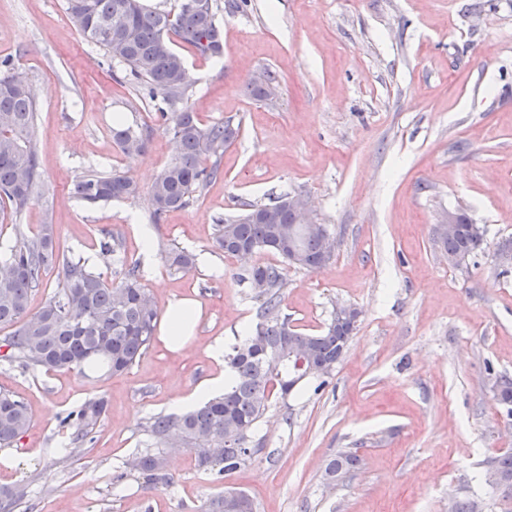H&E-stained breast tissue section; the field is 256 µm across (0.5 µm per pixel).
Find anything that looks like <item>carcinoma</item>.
I'll use <instances>...</instances> for the list:
<instances>
[{
	"instance_id": "cac0c4a2",
	"label": "carcinoma",
	"mask_w": 512,
	"mask_h": 512,
	"mask_svg": "<svg viewBox=\"0 0 512 512\" xmlns=\"http://www.w3.org/2000/svg\"><path fill=\"white\" fill-rule=\"evenodd\" d=\"M181 0L175 10L149 9L141 0H67L70 21L83 38L102 48L130 69L152 96H159L169 111L155 121L175 145L171 161L149 190L152 216L187 206L191 195L222 174L220 158L236 140L239 128L230 122L202 125L188 106L187 90L181 88L178 63L163 53L161 42L177 38L202 58L223 53V33L216 23L212 3L187 10ZM0 73V231L7 221L30 205L42 180L33 147L36 104L28 89L10 88L12 72ZM151 127L120 124L112 128V140L127 155L146 150ZM138 193L134 180L122 171L88 174L74 185V194L88 204L122 200ZM458 231L441 239L448 263L453 266L481 249L483 234L472 230L464 212L457 214ZM13 243L0 241V329L9 330L0 342L5 359L24 368L61 371L73 367L104 366L113 375L128 370L148 351L155 336L159 311L142 284L136 264L128 265L118 281L91 269L80 256L56 247L54 225L42 224L34 238H27L19 225H12ZM213 247L234 254L240 247L271 253L282 262L307 270L330 263L323 237L303 224L294 223L284 197L270 204H253L238 217L217 225ZM167 268L188 272L195 256L178 248L164 255ZM50 269L59 275V288L35 313L30 301L44 284ZM250 282L266 283L257 292L263 299L261 321L254 331L233 347L225 359L224 392L183 414H160L146 427L150 447L125 462L123 478L137 473L150 484L168 483L164 473V449L194 448L197 465L217 477L238 469L248 460L244 444L265 415L275 395L285 398L327 368H335L346 353L351 336L350 321L331 315L320 333L300 331L281 315L283 268L258 265L250 269ZM309 354L306 368L289 367L294 350ZM495 398L506 405L512 418V379H496ZM106 411L102 399H90L69 412L61 425L70 431L71 443L82 447ZM32 426V415L20 398L0 392V447H9ZM353 451L340 452L326 465L325 476L334 481L351 474L360 464ZM481 479L497 494L496 512H512V450L487 458ZM25 492L0 489V512H13ZM202 512H256L254 501L243 491H226L206 500Z\"/></svg>"
}]
</instances>
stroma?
<instances>
[{
	"label": "stroma",
	"mask_w": 512,
	"mask_h": 512,
	"mask_svg": "<svg viewBox=\"0 0 512 512\" xmlns=\"http://www.w3.org/2000/svg\"><path fill=\"white\" fill-rule=\"evenodd\" d=\"M224 53L205 60L176 43L202 124H238L221 177L189 205L151 218L148 191L173 156L154 126L144 153L112 140L115 117L152 123L163 108L128 69L87 43L66 0H0V60H11L36 96L33 143L43 184L16 219L27 236L55 226L61 249L115 278L138 264L159 310L199 303L194 339L170 351L154 339L127 371L26 370L0 356V391L23 399L33 424L7 448L0 487L26 490L14 512H201L227 489L246 491L259 512H448L461 499L491 502L477 477L487 457L512 448V421L494 397L512 376V269L497 248L512 238V0H212ZM279 80L274 101L248 91L254 72ZM127 173L137 197L88 206L73 194L91 172ZM308 200L336 237V255L310 272L286 267L282 311L320 332L334 308L361 312L331 376L274 401L256 430L262 450L214 476L193 449L169 453L170 484L122 477L146 447L143 427L215 373V341L232 348L259 323L246 280L251 262L213 246L220 220L282 194ZM464 209L483 249L448 264L438 228ZM151 228L144 251L142 228ZM112 233L116 261L99 241ZM177 247L209 265L170 272ZM104 398L92 441L76 448L60 425ZM354 449L355 472L336 484L327 462Z\"/></svg>",
	"instance_id": "1"
}]
</instances>
